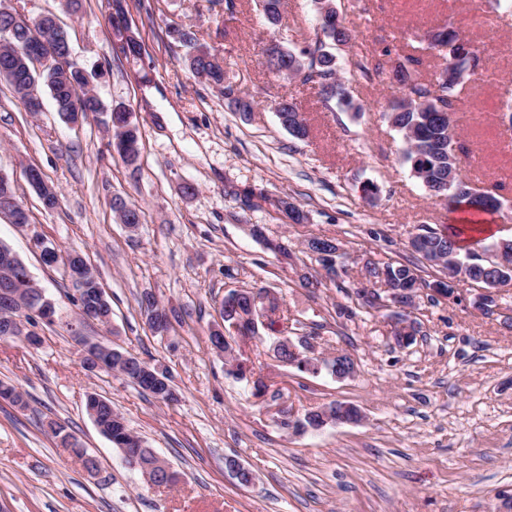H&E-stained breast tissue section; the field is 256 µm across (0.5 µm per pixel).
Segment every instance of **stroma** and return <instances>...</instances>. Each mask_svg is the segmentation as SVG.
Wrapping results in <instances>:
<instances>
[{
  "mask_svg": "<svg viewBox=\"0 0 512 512\" xmlns=\"http://www.w3.org/2000/svg\"><path fill=\"white\" fill-rule=\"evenodd\" d=\"M235 3L221 21L208 0H85L77 18L61 0H0L32 18L56 14L78 62L102 70L94 86L104 105L131 108L141 133L140 156L127 164L101 118L65 123L47 94L42 111H26L0 82V174L28 213L24 225L0 215V242L56 304L54 323L25 321L40 345L0 340V381L24 395L20 406L0 399V512H500L512 497V290L489 315L462 282L434 298L429 284L441 274L408 242L454 215L412 177L402 136L379 106L392 91L361 64L412 51L430 79L442 59L410 36L454 23L482 63L465 80L456 115L469 148L464 173L512 201V128L500 109L512 99V0H333L352 35L335 49L336 68L359 113L270 72L264 19L254 0ZM120 7L139 57L122 51L111 22ZM172 19L195 25L233 84L254 97L249 118L227 108L221 88L190 75L165 34ZM284 98L300 103L308 139L280 125L275 105ZM31 166L55 187L58 206L43 205L26 177ZM367 182L378 188L370 199L361 192ZM116 196L140 209L135 229L116 220ZM287 202L308 222L292 223ZM312 236L340 244L345 272L323 277L306 249ZM37 238L83 252L106 291L111 324L83 323V334L167 368L177 401L86 371L68 329L79 314L77 287L63 266L41 263ZM369 261L417 267L427 282L411 313L418 333L410 346L394 341L397 308L358 294ZM234 289L267 291L280 304L273 319L258 320L256 335L234 342L265 385L260 397L251 379L228 374L209 341ZM146 292L169 316L165 335L140 309ZM307 336L317 351L350 355L355 375L339 381L276 361L277 340ZM90 393L110 400L168 462L175 486H149L123 461L85 411ZM334 402L359 407L364 421L300 434L282 424ZM52 421L83 444L96 473L53 436ZM229 458L254 473L252 485L232 475Z\"/></svg>",
  "mask_w": 512,
  "mask_h": 512,
  "instance_id": "1",
  "label": "stroma"
}]
</instances>
